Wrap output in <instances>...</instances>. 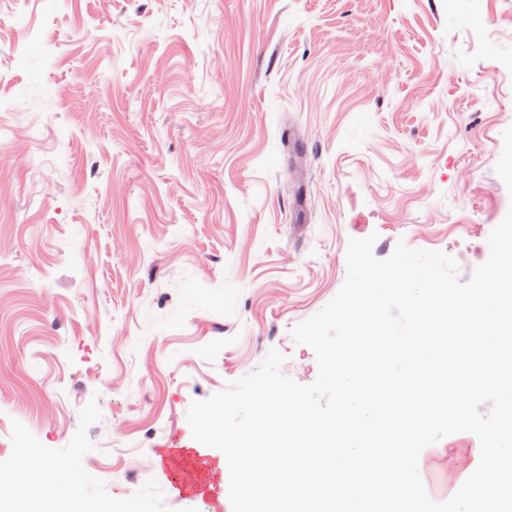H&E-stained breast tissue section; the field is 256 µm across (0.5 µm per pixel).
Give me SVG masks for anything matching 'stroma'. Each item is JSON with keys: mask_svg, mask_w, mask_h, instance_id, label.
I'll return each instance as SVG.
<instances>
[{"mask_svg": "<svg viewBox=\"0 0 512 512\" xmlns=\"http://www.w3.org/2000/svg\"><path fill=\"white\" fill-rule=\"evenodd\" d=\"M471 23L463 24L459 15ZM0 470L97 512H232L186 413L377 234L461 281L512 207V0H0ZM91 38H83V31ZM478 438L440 440L436 502ZM79 473L75 467L66 470H48L42 480V492L33 500L47 512H90L77 497Z\"/></svg>", "mask_w": 512, "mask_h": 512, "instance_id": "1", "label": "stroma"}]
</instances>
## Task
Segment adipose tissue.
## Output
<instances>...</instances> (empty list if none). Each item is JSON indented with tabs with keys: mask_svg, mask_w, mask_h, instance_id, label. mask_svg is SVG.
I'll return each instance as SVG.
<instances>
[{
	"mask_svg": "<svg viewBox=\"0 0 512 512\" xmlns=\"http://www.w3.org/2000/svg\"><path fill=\"white\" fill-rule=\"evenodd\" d=\"M487 435V455L481 463L480 479H453L460 512H473L480 501L494 504L498 512H512V486L503 482L498 471L501 461L512 459V439L502 438L494 429L488 430ZM78 478L77 469L72 467L47 471L37 504L46 512H85L77 497Z\"/></svg>",
	"mask_w": 512,
	"mask_h": 512,
	"instance_id": "ef3b65f1",
	"label": "adipose tissue"
}]
</instances>
